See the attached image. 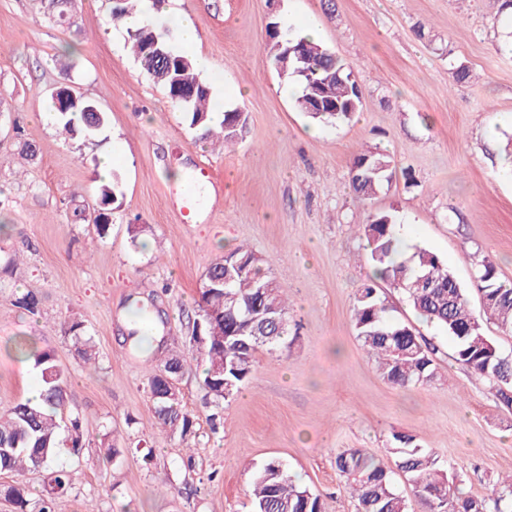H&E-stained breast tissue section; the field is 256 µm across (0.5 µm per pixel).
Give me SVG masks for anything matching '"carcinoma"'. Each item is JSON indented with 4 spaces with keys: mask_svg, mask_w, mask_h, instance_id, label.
<instances>
[{
    "mask_svg": "<svg viewBox=\"0 0 512 512\" xmlns=\"http://www.w3.org/2000/svg\"><path fill=\"white\" fill-rule=\"evenodd\" d=\"M140 0H112V20L126 26L127 40L135 59L146 74L189 115L201 138L232 143L244 132L245 113L239 108L224 111L220 123H213L210 87L201 77L196 60L178 51L170 34L157 32L151 17L139 7ZM277 37L265 50L278 74L293 80L300 88L297 107L315 122L343 123L358 112L361 90L352 69L327 47L307 38L295 37L281 21ZM95 102L83 99L67 109L52 103L62 117V133L69 139L88 137L106 123V113L87 112ZM392 161L380 150H364L353 159L349 188L362 200H371L392 184ZM96 205L74 209L71 221L91 224L103 235L112 223V210L121 196L117 175L97 188ZM370 246L368 261L374 276L356 297L354 329L363 348L374 359L383 378L399 388L432 382L436 378L433 348L419 339L405 323L393 319L381 299L376 282L385 281L404 292L408 302L426 320L435 323L453 338L456 361L487 379L497 397L512 405V354L501 352L486 336L483 324L494 322L505 333H512V285L502 282L495 265L484 260L475 272L483 314L475 315L466 290L454 273L432 251L418 247L402 251L397 236L396 215L376 211L363 225ZM205 281L215 285L212 295L201 293L198 317L192 322L189 342L197 334L207 340L198 353L207 362L203 385L215 405L233 398L252 369L255 354L264 349L276 351L288 345V298L268 275L262 258L241 245L212 264ZM16 307L38 312V297L27 292L15 298ZM156 329L149 306L135 307L128 338L141 347L145 334ZM77 356L90 361L96 356L93 337L83 321L66 322V331ZM15 350L24 361L32 362L39 376L41 403H17L8 416L0 417V473L20 476L27 471L48 472L53 493L70 488V474L59 463L61 445L78 454L83 448L79 414L68 410L65 389L68 372L48 351H36L24 343ZM170 358L160 361L148 377V387L161 424L186 436L193 421L184 412L177 381L164 382ZM388 449L393 466L356 448L336 456V470L355 502L356 512H415L410 499L394 486L393 471L401 472L411 486L421 512H512V475L496 483L490 500L466 496L462 492L465 473L440 462L428 448L405 433L392 434ZM26 487L17 484L3 488V496L15 512H27ZM252 512H325L320 495L299 485L277 459L266 461L252 479Z\"/></svg>",
    "mask_w": 512,
    "mask_h": 512,
    "instance_id": "carcinoma-1",
    "label": "carcinoma"
}]
</instances>
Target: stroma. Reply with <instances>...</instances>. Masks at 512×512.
Masks as SVG:
<instances>
[{"label": "stroma", "instance_id": "stroma-1", "mask_svg": "<svg viewBox=\"0 0 512 512\" xmlns=\"http://www.w3.org/2000/svg\"><path fill=\"white\" fill-rule=\"evenodd\" d=\"M502 0H166L188 13L217 112L242 105L229 149L201 141L180 107L140 69L112 0H74L66 22L44 0H0V414L36 386L11 347L25 338L69 373L68 407L85 446L62 450L74 485L55 512H249L255 471L269 458L320 494L327 512H355L335 459L359 448L387 458L394 432L413 435L463 470V491L485 498L512 474V408L459 364L455 342L421 321L401 291L382 287L394 315L435 349L437 377L402 389L380 375L352 322L369 276L363 226L394 211L404 251L436 253L481 310L476 266L492 260L512 282V182L500 175L512 135V13ZM316 24L362 91L351 121L312 127L264 50L274 19ZM472 72L456 81L453 69ZM107 114L89 139L70 140L38 110L61 82ZM244 97H236V89ZM385 150L391 188L361 202L348 188L354 156ZM116 155L121 205L105 236L70 220L97 201L99 160ZM207 168L220 192L195 215L179 210L187 176ZM253 248L288 294L286 348L255 355L242 389L214 406L187 338L204 275L225 251ZM12 274H2L8 260ZM33 292L37 314L15 307ZM155 292L166 321L159 353L183 357L178 384L191 434L162 431L149 398L148 352L125 341L126 312ZM81 319L99 352L84 363L64 333ZM123 448L117 465L107 444ZM193 449L184 473L185 449Z\"/></svg>", "mask_w": 512, "mask_h": 512}]
</instances>
